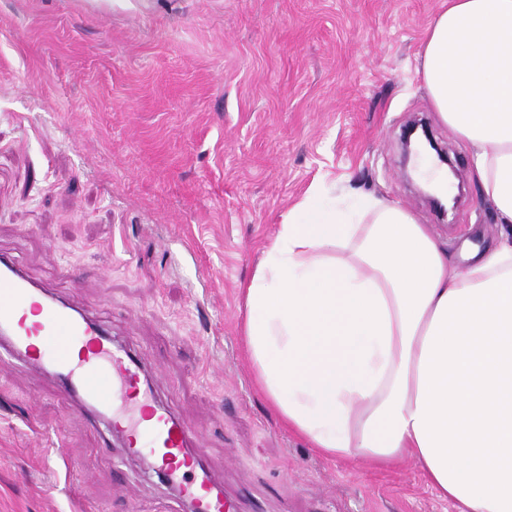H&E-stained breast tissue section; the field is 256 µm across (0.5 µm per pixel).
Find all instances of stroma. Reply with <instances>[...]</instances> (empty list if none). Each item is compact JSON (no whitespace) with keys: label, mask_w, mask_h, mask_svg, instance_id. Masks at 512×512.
I'll list each match as a JSON object with an SVG mask.
<instances>
[{"label":"stroma","mask_w":512,"mask_h":512,"mask_svg":"<svg viewBox=\"0 0 512 512\" xmlns=\"http://www.w3.org/2000/svg\"><path fill=\"white\" fill-rule=\"evenodd\" d=\"M443 0H0V253L155 371L226 496L262 512H456L408 461L326 458L249 370L241 289L313 185L496 245L470 150L417 73ZM425 122L462 184L439 213L404 163ZM0 512H187L23 362L0 363Z\"/></svg>","instance_id":"stroma-1"}]
</instances>
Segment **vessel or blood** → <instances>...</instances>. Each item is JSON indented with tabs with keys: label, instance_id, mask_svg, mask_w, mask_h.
<instances>
[{
	"label": "vessel or blood",
	"instance_id": "b4317fda",
	"mask_svg": "<svg viewBox=\"0 0 512 512\" xmlns=\"http://www.w3.org/2000/svg\"><path fill=\"white\" fill-rule=\"evenodd\" d=\"M11 358L51 373L62 393L107 421L138 456L142 471L173 486L192 512H235L193 453L195 433L147 397L152 371L102 325L0 254V362Z\"/></svg>",
	"mask_w": 512,
	"mask_h": 512
}]
</instances>
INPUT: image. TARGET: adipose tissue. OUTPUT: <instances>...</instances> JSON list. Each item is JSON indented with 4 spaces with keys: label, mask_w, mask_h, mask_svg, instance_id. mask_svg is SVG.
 I'll return each instance as SVG.
<instances>
[{
    "label": "adipose tissue",
    "mask_w": 512,
    "mask_h": 512,
    "mask_svg": "<svg viewBox=\"0 0 512 512\" xmlns=\"http://www.w3.org/2000/svg\"><path fill=\"white\" fill-rule=\"evenodd\" d=\"M421 58L497 246L453 270L409 210L366 196L324 211L313 187L243 289L246 356L274 414L324 456L409 459L460 512H512V0H448Z\"/></svg>",
    "instance_id": "adipose-tissue-1"
}]
</instances>
